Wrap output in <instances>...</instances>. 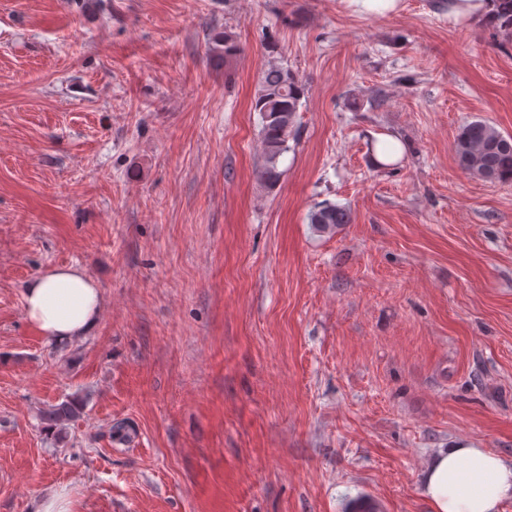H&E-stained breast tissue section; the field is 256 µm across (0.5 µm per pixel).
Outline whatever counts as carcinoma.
<instances>
[{
	"label": "carcinoma",
	"mask_w": 512,
	"mask_h": 512,
	"mask_svg": "<svg viewBox=\"0 0 512 512\" xmlns=\"http://www.w3.org/2000/svg\"><path fill=\"white\" fill-rule=\"evenodd\" d=\"M498 20L512 35V0H498ZM304 95L305 84L291 70L272 61L262 71L252 107L261 116L262 163L257 179L268 190L275 189L283 176L280 162L288 152V142L297 137L296 115ZM453 153L458 166L480 180L512 182V137L504 136L484 119L477 118L459 128ZM350 222V212L336 204L326 203L310 214V224L324 234H333ZM80 410L79 403L66 400L54 406L45 421L61 427L79 415Z\"/></svg>",
	"instance_id": "1"
}]
</instances>
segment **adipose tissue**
<instances>
[{
  "label": "adipose tissue",
  "instance_id": "1",
  "mask_svg": "<svg viewBox=\"0 0 512 512\" xmlns=\"http://www.w3.org/2000/svg\"><path fill=\"white\" fill-rule=\"evenodd\" d=\"M103 297L79 267L59 265L30 279L23 313L47 342H72L98 324ZM431 512H498L512 498V463L486 448H443L423 471Z\"/></svg>",
  "mask_w": 512,
  "mask_h": 512
}]
</instances>
